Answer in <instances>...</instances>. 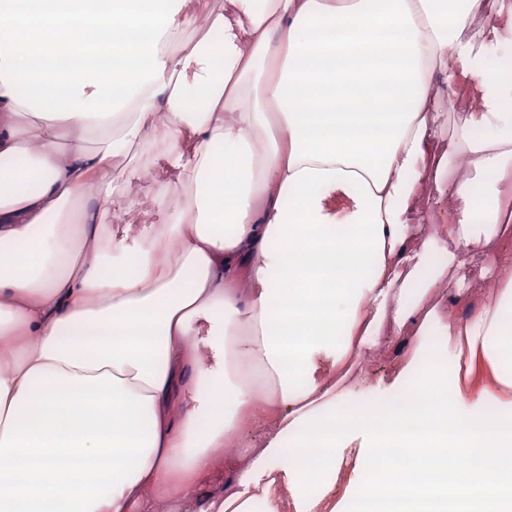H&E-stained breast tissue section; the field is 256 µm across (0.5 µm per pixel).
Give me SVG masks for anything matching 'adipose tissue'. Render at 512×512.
<instances>
[{
    "mask_svg": "<svg viewBox=\"0 0 512 512\" xmlns=\"http://www.w3.org/2000/svg\"><path fill=\"white\" fill-rule=\"evenodd\" d=\"M188 2L0 0V512H512V0ZM161 149V145L156 144L153 147L145 143H136L131 147L128 155L122 156L120 161L112 169V175L116 178L130 179L132 182L131 194L128 196L124 209L118 211H106L102 216V223L114 224L112 220L113 213H120L121 216H136L140 209V202L146 197H169L170 191L164 182L154 176V157ZM152 171V176L148 179L144 173ZM121 216L115 218L118 223L122 220ZM403 353L398 346L385 347L378 349L369 357L368 370L376 376L389 374L395 371L402 362ZM413 380L408 379L398 391L393 393H388L383 387H378L374 382L371 386L365 389L364 393L360 395L358 393L352 398L350 402V407L352 409L358 408V406L364 404L365 402H373V403H383V404H396L398 401L403 399L410 387L412 386ZM414 391V387L410 389V392ZM360 395V396H359Z\"/></svg>",
    "mask_w": 512,
    "mask_h": 512,
    "instance_id": "1",
    "label": "adipose tissue"
}]
</instances>
